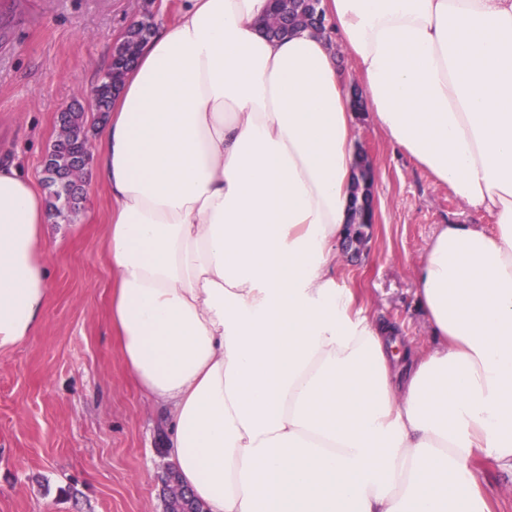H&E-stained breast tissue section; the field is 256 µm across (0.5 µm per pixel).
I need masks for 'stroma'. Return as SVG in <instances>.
<instances>
[{
    "mask_svg": "<svg viewBox=\"0 0 512 512\" xmlns=\"http://www.w3.org/2000/svg\"><path fill=\"white\" fill-rule=\"evenodd\" d=\"M143 0H0V158L42 171L57 116L87 103ZM354 143L375 169L377 222L362 251L342 255L339 287L355 308L396 328L402 344H434L416 309L414 268L438 225L468 222L465 207L368 117ZM74 220L46 228L50 294L35 336L0 357V512H165L173 463L163 418L131 380L108 326L111 201L92 179ZM496 512H512V471L476 459Z\"/></svg>",
    "mask_w": 512,
    "mask_h": 512,
    "instance_id": "1",
    "label": "stroma"
}]
</instances>
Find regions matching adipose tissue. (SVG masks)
Listing matches in <instances>:
<instances>
[{
	"label": "adipose tissue",
	"instance_id": "obj_1",
	"mask_svg": "<svg viewBox=\"0 0 512 512\" xmlns=\"http://www.w3.org/2000/svg\"><path fill=\"white\" fill-rule=\"evenodd\" d=\"M322 6L330 39L269 38V0H185L154 27L95 133L110 326L206 512H492L471 464L512 470V0ZM343 55L378 130L472 216L414 270L424 354L336 285ZM56 220L0 159V356L45 319Z\"/></svg>",
	"mask_w": 512,
	"mask_h": 512
}]
</instances>
